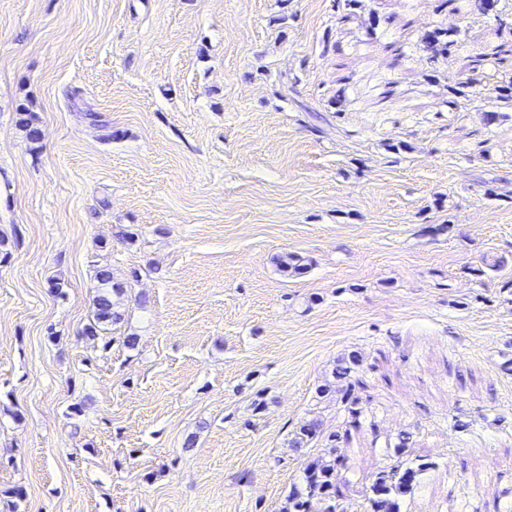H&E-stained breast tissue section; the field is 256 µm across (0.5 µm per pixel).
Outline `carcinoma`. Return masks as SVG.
<instances>
[{
  "instance_id": "1",
  "label": "carcinoma",
  "mask_w": 512,
  "mask_h": 512,
  "mask_svg": "<svg viewBox=\"0 0 512 512\" xmlns=\"http://www.w3.org/2000/svg\"><path fill=\"white\" fill-rule=\"evenodd\" d=\"M471 12L488 16L498 15L500 0H468ZM458 32L443 28H436L423 38V49L428 60L434 61L440 57L451 56L457 44ZM494 99L504 105L512 106V80L496 84L491 89ZM96 279L99 283L98 294L94 300L93 323L89 324L88 332L96 335L102 325L114 324L122 319L118 310L117 297L123 292L121 284L114 280L112 269L104 267L97 271ZM361 365L358 355L351 354L342 357L336 363L332 375L339 382L342 391V400L350 404L349 413L351 421L349 426L357 429L361 426L359 411L354 408L356 398L351 396L354 388L362 384L359 378H352L356 367ZM322 433L321 423L312 419L302 424L294 437L291 446L302 448L309 441L319 437ZM413 443L408 432H401L395 443V455L399 458L395 464L377 473L369 487L367 498V512H400V500L410 493L416 486V476L430 466L428 462H417L404 458L406 449ZM346 464L341 456L337 455L331 460H315L308 463L303 469L302 487L293 492L290 497L288 512H344L340 509V502L336 500V487L348 483L343 470Z\"/></svg>"
}]
</instances>
